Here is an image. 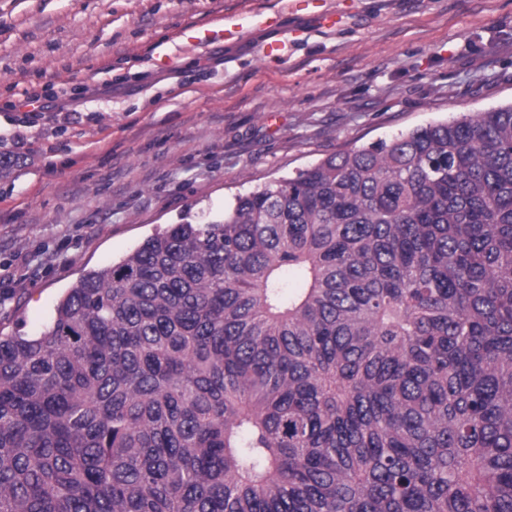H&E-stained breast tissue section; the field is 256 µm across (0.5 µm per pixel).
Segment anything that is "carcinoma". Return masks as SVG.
<instances>
[{
	"mask_svg": "<svg viewBox=\"0 0 512 512\" xmlns=\"http://www.w3.org/2000/svg\"><path fill=\"white\" fill-rule=\"evenodd\" d=\"M0 512H512V103L170 224L0 332Z\"/></svg>",
	"mask_w": 512,
	"mask_h": 512,
	"instance_id": "1",
	"label": "carcinoma"
}]
</instances>
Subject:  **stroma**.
<instances>
[{"label": "stroma", "mask_w": 512, "mask_h": 512, "mask_svg": "<svg viewBox=\"0 0 512 512\" xmlns=\"http://www.w3.org/2000/svg\"><path fill=\"white\" fill-rule=\"evenodd\" d=\"M0 0V331L40 332L79 276L328 155L512 102V0ZM280 29L190 48L215 18ZM284 40L268 60L265 43ZM59 93L60 119L32 93Z\"/></svg>", "instance_id": "stroma-1"}]
</instances>
